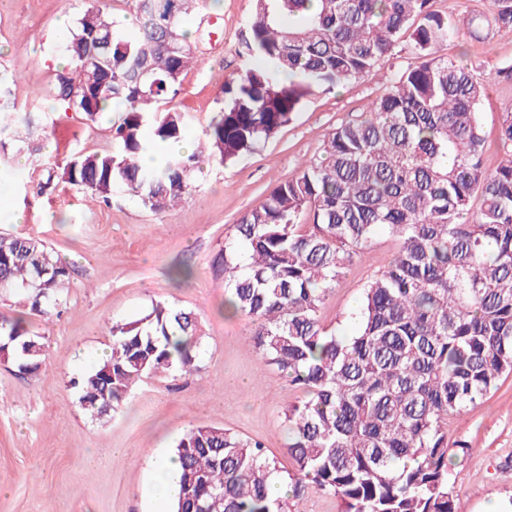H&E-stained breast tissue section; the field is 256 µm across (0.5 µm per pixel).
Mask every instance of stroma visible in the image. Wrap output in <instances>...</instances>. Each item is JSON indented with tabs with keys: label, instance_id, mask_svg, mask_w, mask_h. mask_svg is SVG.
<instances>
[{
	"label": "stroma",
	"instance_id": "stroma-1",
	"mask_svg": "<svg viewBox=\"0 0 512 512\" xmlns=\"http://www.w3.org/2000/svg\"><path fill=\"white\" fill-rule=\"evenodd\" d=\"M87 2L0 0V74L11 80L7 102L25 108L42 130L39 151L18 144L0 154V231L44 240L72 269L58 314H34L23 291H0V318L24 317L46 349L33 374L0 362V512H150L142 490L154 476L153 459L173 453L179 438L200 424L261 442L283 473H294L284 412L303 392L258 354L249 341V318L222 313L218 257L243 215L293 177L302 159L319 155L337 126L356 118L416 62L404 39L371 75L313 92L293 121L252 154L205 166L167 215L124 191L108 203H90L77 187L46 178L73 149L106 148L118 119L104 113L87 122L54 94L55 62ZM253 13L254 0H207L201 16L183 23L197 63L184 74L172 105L188 115L190 142L199 140L213 116L225 81L245 66ZM441 53L451 60L466 56L490 83L480 120L483 163L495 168L503 155L500 115L512 107V81L497 72L512 64V28H486L480 41L460 31ZM18 211L24 215L19 223L13 220ZM394 250V242L381 236L353 263L319 312L327 330L352 332L366 282ZM156 301L197 313L204 333L199 371L176 385L144 380L117 413L91 419L77 402L73 379L109 351L113 322L139 318ZM463 443L469 453H460ZM448 450L459 461L458 512H512V376L476 406L449 417Z\"/></svg>",
	"mask_w": 512,
	"mask_h": 512
}]
</instances>
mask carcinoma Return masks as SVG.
Here are the masks:
<instances>
[{
	"label": "carcinoma",
	"mask_w": 512,
	"mask_h": 512,
	"mask_svg": "<svg viewBox=\"0 0 512 512\" xmlns=\"http://www.w3.org/2000/svg\"><path fill=\"white\" fill-rule=\"evenodd\" d=\"M204 0H131V38L90 0L65 46L56 96L94 122L120 113L110 145L73 153L54 178L91 201L116 189L163 214L175 209L208 161L232 163L273 138L315 88L371 74L408 37L418 59L360 116L336 127L224 244V311L256 325L263 359L304 392L285 411L295 464L287 493L264 446L197 425L178 441L174 512H288L307 487L336 495L344 512H456L448 416L512 375V112L499 123L506 157L483 165L479 107L487 84L440 48L455 34L432 0H254L250 64L190 152H170L186 126L166 107L196 59L183 30ZM512 28V0H490L466 19ZM20 115L0 112V150ZM383 234L396 244L363 288L356 331H327L319 311L350 263ZM70 269L43 241L0 235V288L26 290L31 311L66 304ZM110 352L77 381L92 418L115 411L147 378L197 372L195 313L166 302L112 324ZM0 357L22 374L45 361L24 319H0Z\"/></svg>",
	"instance_id": "obj_1"
}]
</instances>
